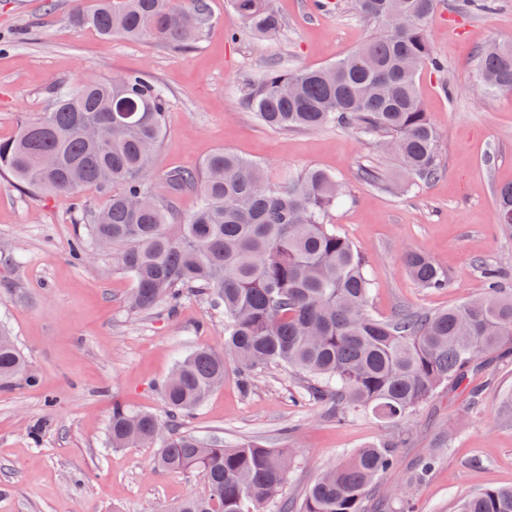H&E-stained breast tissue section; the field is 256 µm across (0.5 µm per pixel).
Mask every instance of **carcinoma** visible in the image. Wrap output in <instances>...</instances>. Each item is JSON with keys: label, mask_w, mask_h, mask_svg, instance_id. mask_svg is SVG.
I'll return each mask as SVG.
<instances>
[{"label": "carcinoma", "mask_w": 512, "mask_h": 512, "mask_svg": "<svg viewBox=\"0 0 512 512\" xmlns=\"http://www.w3.org/2000/svg\"><path fill=\"white\" fill-rule=\"evenodd\" d=\"M243 29L280 33L270 0H231ZM436 0H354L363 17L381 24L356 50L315 68L271 66L248 76L241 104L273 130L353 129L378 138L397 166L419 182L439 177V134L417 86L423 66L444 71L427 35ZM205 0H94L74 24L106 38H145L179 50L196 39ZM485 89L512 91V44L478 53ZM166 95L147 73L86 77L53 91L51 107L20 121L0 140V175L43 195L67 194L86 239L72 248L82 262L94 247L117 255L135 288L129 308L175 307L197 293L224 311L221 350L199 347L177 361L161 385L166 417L112 402L109 442L114 449L157 447L153 468L195 471L206 490L185 498L176 512H264L283 500L292 448L253 441L226 445L172 434L224 381L226 360L243 392L269 367L303 376V398L327 406L341 421L371 413L400 425L439 390L470 388L481 356L512 353V289L499 269L481 265L488 293L434 313L399 309L388 319L368 312L372 283L360 252L328 223L342 190L320 169L288 174L278 184L264 168L232 150L212 153L196 171L170 170V198L148 188L164 132ZM192 192L195 211L178 222L173 196ZM498 220L512 226V186L496 196ZM404 262L422 288L448 287V274L428 255L409 250ZM26 375L25 359L0 328V384ZM391 439L366 446L325 470L302 501L280 512H367L373 480L392 468ZM437 466L426 453L409 476L422 485ZM459 512H512V487L464 497Z\"/></svg>", "instance_id": "carcinoma-1"}]
</instances>
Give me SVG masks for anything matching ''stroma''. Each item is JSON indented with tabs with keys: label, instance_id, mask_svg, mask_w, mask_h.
Wrapping results in <instances>:
<instances>
[{
	"label": "stroma",
	"instance_id": "1",
	"mask_svg": "<svg viewBox=\"0 0 512 512\" xmlns=\"http://www.w3.org/2000/svg\"><path fill=\"white\" fill-rule=\"evenodd\" d=\"M209 14L195 46L181 52L148 40L105 39L76 28L72 14L92 0H0V139L20 120L48 109L54 87L85 75L148 73L167 93L165 134L155 156L153 192L168 193L165 174L198 169L227 148L263 165L270 181L319 167L336 176L343 199L331 224L364 255L374 315L403 306L432 313L481 293L480 261L499 266L512 284V228L498 222L496 192L512 185V93H484L479 48L512 43V0L462 14L438 0L426 25L444 74L422 68L418 88L438 128L442 176L408 182L403 192L359 177L364 166L395 180L393 159L357 131L326 127L277 131L240 101L242 75L270 65L323 66L356 49L375 28L352 0L310 17L306 0H273L285 26L272 39L241 36L229 0H207ZM453 94H446V87ZM79 232L70 200L21 191L0 177V323L28 362L29 381L0 386V512H172L204 490L200 474L153 470L155 448L112 450L107 430L113 401L164 415L160 386L195 347H221L224 315L195 296L176 307L130 313L134 286L114 256L70 255ZM409 249L428 253L448 274V288L418 287L403 262ZM481 406L441 390L407 419L395 467L370 491L373 512H457L460 500L512 486V358L489 359L470 375ZM288 369L275 367L242 392L234 366L224 384L183 425V432L227 444L253 440L295 448L287 497L299 500L321 470L366 445L394 436L371 414L336 421L321 404L298 402ZM438 451L431 478L411 488L419 458Z\"/></svg>",
	"mask_w": 512,
	"mask_h": 512
}]
</instances>
